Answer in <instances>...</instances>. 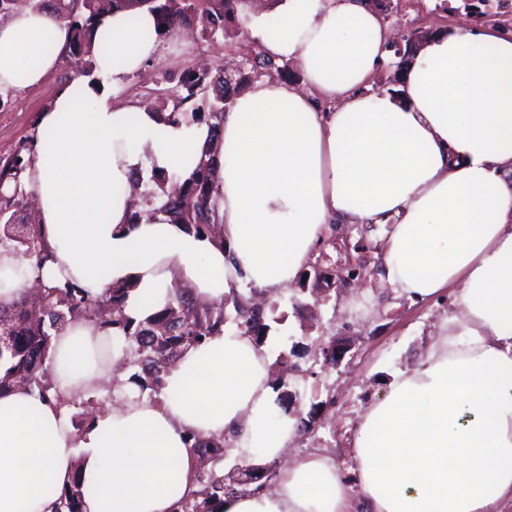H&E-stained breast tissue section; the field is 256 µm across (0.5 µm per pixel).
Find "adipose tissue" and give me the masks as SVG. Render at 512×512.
<instances>
[{
  "label": "adipose tissue",
  "instance_id": "obj_1",
  "mask_svg": "<svg viewBox=\"0 0 512 512\" xmlns=\"http://www.w3.org/2000/svg\"><path fill=\"white\" fill-rule=\"evenodd\" d=\"M276 31H249L300 86L255 82L224 115L218 145L222 240L185 231L158 205L129 216L145 173L190 175L204 125H163L145 105L115 102L161 49L148 8L94 22V75L58 89L44 112L26 190L50 253L41 279L92 300L128 289L141 320L177 284L198 302L277 297L330 224L385 229L381 277L413 300L455 287L450 315L419 361L397 369L369 406L342 475L311 455L274 490L225 496L220 512H499L512 500V36L457 26L419 50L397 93L371 91L394 68L389 31L363 0H277ZM71 42L66 20L26 9L0 22V90L37 85ZM57 401L0 391V512H53V490L81 477L84 512H171L195 490L190 436L222 438L245 467L277 461L298 433L279 404L265 347L223 327L185 349L158 398L121 396L78 430L62 400L111 385L112 328L75 321L51 339Z\"/></svg>",
  "mask_w": 512,
  "mask_h": 512
}]
</instances>
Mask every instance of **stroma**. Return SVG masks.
Here are the masks:
<instances>
[{
	"label": "stroma",
	"instance_id": "35a3bbf8",
	"mask_svg": "<svg viewBox=\"0 0 512 512\" xmlns=\"http://www.w3.org/2000/svg\"><path fill=\"white\" fill-rule=\"evenodd\" d=\"M440 2L391 0L390 21L425 31L464 22V15L443 10ZM250 42L245 33L212 41L197 37L186 45L171 37L145 76L174 86L202 63L232 70L241 66ZM70 75L69 59H62L45 83L10 90L0 100V156L12 154L21 139L32 135L59 84ZM384 236L378 224L330 225L305 277L277 298L264 344L284 404L310 428L298 433L284 456L272 463L274 471L321 454L347 472L354 464L361 418L380 398L390 372L415 364L455 310L451 291L415 302L381 279Z\"/></svg>",
	"mask_w": 512,
	"mask_h": 512
}]
</instances>
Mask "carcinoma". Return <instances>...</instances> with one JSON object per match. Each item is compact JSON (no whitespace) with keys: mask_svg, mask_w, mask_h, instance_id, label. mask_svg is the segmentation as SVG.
Masks as SVG:
<instances>
[{"mask_svg":"<svg viewBox=\"0 0 512 512\" xmlns=\"http://www.w3.org/2000/svg\"><path fill=\"white\" fill-rule=\"evenodd\" d=\"M466 15L493 20V6L504 7L509 0H462ZM247 0H55L56 10L70 23L72 40L68 56L85 61L86 66L76 75L88 76L93 70L91 25L93 20L117 8L135 9L147 6L156 18L157 33L165 38L187 20L199 22L208 37L226 34V23L243 14ZM43 0H0V13L21 9H41ZM284 67L268 58L261 49L251 54L238 71L227 73L221 66L203 67L187 72L175 88L167 91L174 100L170 112H159L160 123L201 124L209 126L212 138H218L233 96L260 78L282 76ZM37 137L25 138L13 154L0 157V216L20 207L26 199L24 176L31 168ZM192 173L182 182L177 194L152 192L149 202L161 201L163 212L175 224L197 234L218 233V204L215 196L214 173L218 162L210 148L189 159ZM0 248L11 250L29 261L35 275H40L48 255L38 224L12 225L0 222ZM126 295L112 289L104 304L110 313L94 317L100 303L81 294L80 289L66 283L45 288L35 298H20L10 304H0V325L8 329L7 338L0 341V391L17 385L37 388L49 396L52 359L49 355L51 338L66 324L76 320L97 319L112 325L123 334L134 363L141 373L136 384L142 391L155 393L163 388L168 367L186 345L199 344L224 324V308L201 307L190 291L176 287L174 297L159 311L135 321L124 313ZM233 307L240 327L263 343L267 333V309L257 307L241 296L233 298ZM200 459L217 460L224 456V439H196L191 445ZM261 478L251 469H239L225 477L199 470L195 481L198 490L174 503L172 512H218L224 496L235 494L238 487ZM94 490L74 479L70 486L57 493L55 512H82V502Z\"/></svg>","mask_w":512,"mask_h":512,"instance_id":"cac0c4a2","label":"carcinoma"}]
</instances>
